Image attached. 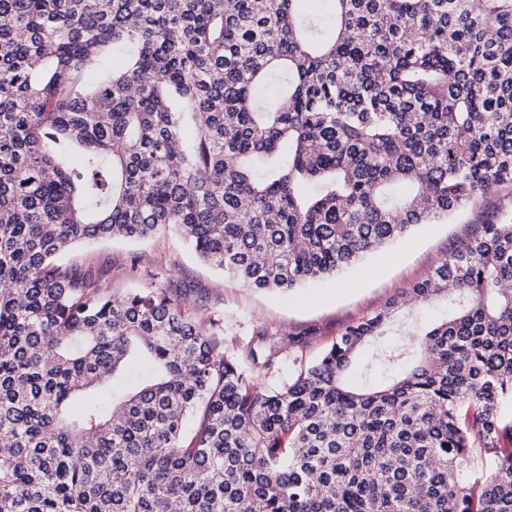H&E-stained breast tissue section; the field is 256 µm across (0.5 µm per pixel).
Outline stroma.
<instances>
[{
  "mask_svg": "<svg viewBox=\"0 0 512 512\" xmlns=\"http://www.w3.org/2000/svg\"><path fill=\"white\" fill-rule=\"evenodd\" d=\"M510 204V190L487 195L448 221L421 225L359 265L292 293L260 291L225 277L200 262L167 227L143 241L76 246L63 262L81 267L114 292L153 286L186 301L200 316L222 318L229 344L247 343L265 325L311 337L306 357L312 360L346 326L383 310L428 279L457 239Z\"/></svg>",
  "mask_w": 512,
  "mask_h": 512,
  "instance_id": "stroma-1",
  "label": "stroma"
}]
</instances>
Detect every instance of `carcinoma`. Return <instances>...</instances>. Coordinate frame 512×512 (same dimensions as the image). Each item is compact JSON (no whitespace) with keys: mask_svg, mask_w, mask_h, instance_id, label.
Masks as SVG:
<instances>
[{"mask_svg":"<svg viewBox=\"0 0 512 512\" xmlns=\"http://www.w3.org/2000/svg\"><path fill=\"white\" fill-rule=\"evenodd\" d=\"M298 2L0 0V512H512V207L311 362L57 263L289 291L512 189V0Z\"/></svg>","mask_w":512,"mask_h":512,"instance_id":"cac0c4a2","label":"carcinoma"}]
</instances>
